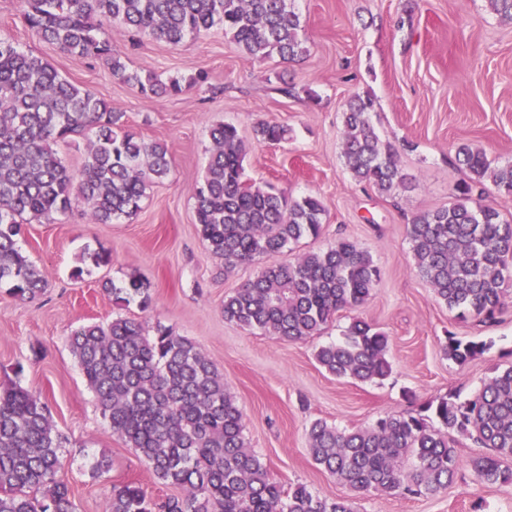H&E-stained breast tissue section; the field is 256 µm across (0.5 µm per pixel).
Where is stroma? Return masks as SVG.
<instances>
[{
  "instance_id": "35a3bbf8",
  "label": "stroma",
  "mask_w": 512,
  "mask_h": 512,
  "mask_svg": "<svg viewBox=\"0 0 512 512\" xmlns=\"http://www.w3.org/2000/svg\"><path fill=\"white\" fill-rule=\"evenodd\" d=\"M308 55L289 63L246 57L223 27L172 46L142 34L130 39L112 26V47L128 67L161 79L202 71L205 83L174 97L144 99L112 77L101 60L61 53L24 25L16 0H0V34L47 60L70 82L96 90L124 115L128 130L165 143L170 174L149 190L138 213L110 224L90 222L73 205L53 222L25 225L19 245L48 284L32 302L0 288V385L40 393L55 431L64 440L65 477L78 512H102L113 486L138 482L149 495H179L158 480L134 449L113 434L70 350L72 331L124 316L147 330L162 326L195 342L217 365L244 414L245 436L272 478L283 487L306 484L319 496L346 489L307 452L310 424L364 428L388 413L416 411L451 393L468 397L495 369L512 365V306L492 326L462 321L438 301L418 275L406 224L413 212L453 202L466 172L457 148L483 150L489 160L512 162V23L489 0H296ZM279 72L293 86L280 93ZM374 99L372 123L399 151L412 187L385 196L357 184L341 154L342 113L349 97ZM262 122L288 127L287 141L257 144ZM219 123L237 127L250 151L247 178L270 182L289 196L315 195L327 220L277 262L319 251L337 239L355 241L381 270L371 297L343 310L321 335L287 341L226 322L224 299L265 266V259L225 269L195 222L193 190ZM105 249L108 264L95 267L86 253ZM82 276H75V269ZM138 276L151 303L117 307L102 284ZM389 338L391 375L357 383L326 373L317 349L340 340L353 318ZM490 341L491 347L460 365L443 353L447 335ZM481 450L458 447L459 473L436 497L358 498L356 512H512V485L477 484L469 461ZM106 458V477L91 475Z\"/></svg>"
}]
</instances>
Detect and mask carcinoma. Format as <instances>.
Listing matches in <instances>:
<instances>
[{"label":"carcinoma","instance_id":"carcinoma-1","mask_svg":"<svg viewBox=\"0 0 512 512\" xmlns=\"http://www.w3.org/2000/svg\"><path fill=\"white\" fill-rule=\"evenodd\" d=\"M295 0H18L25 26L65 54L100 59L112 76L147 99L177 96L203 74L166 81L129 70L112 49L118 22L177 45L224 26L251 59L284 61L308 53ZM374 100L359 94L343 112L342 153L353 179L382 194L409 188L397 151L371 122ZM124 113L90 88L63 78L43 58L0 37V286L33 301L46 288L43 270L21 251L22 226L51 220L81 203L98 224L135 214L147 189L170 171L167 148L123 130ZM89 138L83 165L68 169L53 145ZM258 141L288 140V128L261 123ZM205 176L194 190L195 219L212 254L229 268L279 254L322 231L325 207L315 195L292 200L272 184L245 177L247 148L232 124L210 130ZM467 178L457 199L418 211L406 225L419 276L463 320L495 322L512 303V221L487 200L486 184L512 194V163L492 165L462 145ZM380 281L371 255L346 238L325 250L269 265L224 298V320L287 340L319 335L335 314L366 302ZM116 304L150 302L149 286L133 276L103 284ZM89 388L112 433L124 438L180 497L156 500L136 482L112 486L104 512H354L348 497L327 499L298 484L284 490L244 435V415L215 363L191 340L166 329L151 336L117 316L76 329L70 339ZM489 344L450 333L449 359L462 365ZM389 338L355 319L341 341L318 348L317 363L337 378L360 383L391 372ZM392 413L374 425L340 429L311 423L312 460L353 494L435 496L459 469L457 438L492 453L470 460L475 480L512 484V365L471 396L441 397L423 412ZM62 438L41 397L20 386L0 389V512H78L61 471Z\"/></svg>","mask_w":512,"mask_h":512}]
</instances>
